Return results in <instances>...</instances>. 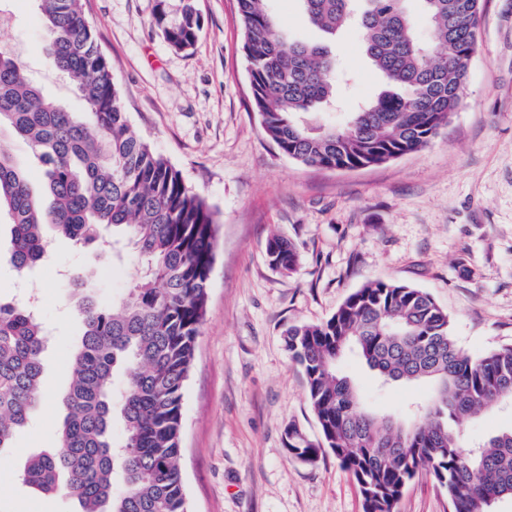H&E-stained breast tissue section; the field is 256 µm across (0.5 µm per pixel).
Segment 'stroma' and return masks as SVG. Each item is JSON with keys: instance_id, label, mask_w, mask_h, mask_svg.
Masks as SVG:
<instances>
[{"instance_id": "obj_1", "label": "stroma", "mask_w": 512, "mask_h": 512, "mask_svg": "<svg viewBox=\"0 0 512 512\" xmlns=\"http://www.w3.org/2000/svg\"><path fill=\"white\" fill-rule=\"evenodd\" d=\"M200 20L193 47L178 50L154 22L157 7L177 19L183 0H84L112 66L133 131L180 172L219 220L207 315L182 400V469L190 512H362L350 475L331 453L311 463L289 454L286 430L319 441L301 368L284 347L292 324L330 317L367 281L427 290L447 310L458 346L477 357L512 345V0H483L479 52L463 105L421 152L340 171L306 167L263 133L251 103L236 0H192ZM289 40L324 43L298 0H268ZM0 43L43 93L79 109L69 80L47 61L49 34L39 0H0ZM329 43V42H326ZM339 68L336 110L346 112L383 88L367 63L358 29L329 43ZM293 242L295 272L273 268L271 237ZM142 264L51 238V259L26 277L0 263V297L27 291L49 331L43 384L50 395L32 423L0 451V512H76L72 497L34 494L19 471L57 443L68 359L82 334L66 275L89 273L102 301L132 288ZM341 370L367 405L388 417L427 397L426 383L381 385L355 354ZM512 427V405L463 422L476 443ZM398 512H451L445 490L427 474L406 488Z\"/></svg>"}]
</instances>
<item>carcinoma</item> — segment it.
<instances>
[{"label": "carcinoma", "mask_w": 512, "mask_h": 512, "mask_svg": "<svg viewBox=\"0 0 512 512\" xmlns=\"http://www.w3.org/2000/svg\"><path fill=\"white\" fill-rule=\"evenodd\" d=\"M51 35L50 66L81 100L74 111L49 100L14 53L0 46V127L24 139L45 168L47 200L0 147V213L10 218L6 261L19 273L49 255L43 228L85 249L89 261L114 247L109 228L143 259L125 295L99 302L81 276L72 280L82 336L72 354V385L58 444L30 457L22 482L40 495L73 496L78 512H189L180 465L182 399L206 317L217 219L181 174L131 129L83 9V0H40ZM252 106L281 153L310 167H366L427 147L460 110L478 49L482 0H299L308 20L334 35L357 25L370 62L387 80L372 101L329 126L317 115L334 104L339 73L325 46L286 39L267 0H236ZM425 23L429 38L418 36ZM155 24L178 50L200 26L183 4ZM270 264L293 272L297 247L274 236ZM47 334L27 305L0 300V450L42 402ZM285 347L300 365L322 442L290 427L286 447L315 461L330 451L350 474L363 512H397L422 471L446 491L453 512H492L512 500V428L476 446L461 421L512 401V345L472 358L457 346L448 312L418 288L383 280L352 292L319 324L288 328ZM354 352L385 383L427 382L428 398L400 418L380 416L338 370ZM123 375L119 398L113 385ZM120 418L124 438L112 443ZM124 489H114L115 476Z\"/></svg>", "instance_id": "obj_1"}]
</instances>
